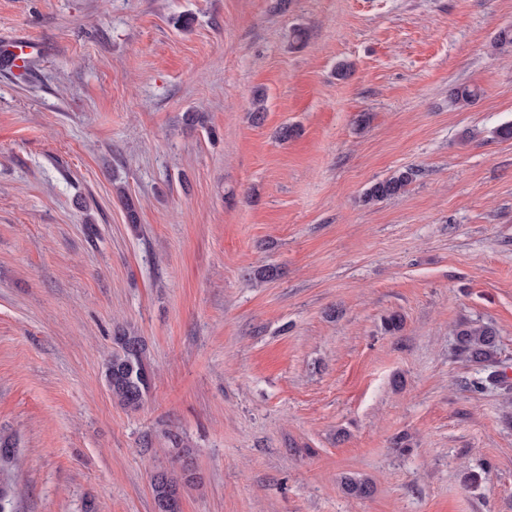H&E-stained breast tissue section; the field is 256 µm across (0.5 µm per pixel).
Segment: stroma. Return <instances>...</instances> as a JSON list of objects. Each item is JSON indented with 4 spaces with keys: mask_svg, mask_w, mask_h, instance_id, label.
Instances as JSON below:
<instances>
[{
    "mask_svg": "<svg viewBox=\"0 0 512 512\" xmlns=\"http://www.w3.org/2000/svg\"><path fill=\"white\" fill-rule=\"evenodd\" d=\"M510 26L512 0H0V42L40 47L0 69L8 512H154L171 431L183 512H512V403L449 333L492 324L512 379ZM119 326L137 411L104 379ZM415 176V170L408 168L390 177L376 181L365 190L363 202L371 204L400 196L406 192L407 187L413 182ZM116 348L106 360L104 377L112 398L121 406L139 409L152 389V373L141 336L129 329H118L114 336ZM168 439L178 451L180 465L171 468L159 467L151 478L150 488L156 512H177L171 508V503L182 499L184 488L191 484L195 476L194 461L191 452L184 446V441L177 433L170 432Z\"/></svg>",
    "mask_w": 512,
    "mask_h": 512,
    "instance_id": "1",
    "label": "stroma"
}]
</instances>
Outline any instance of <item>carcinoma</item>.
I'll list each match as a JSON object with an SVG mask.
<instances>
[{
    "instance_id": "cac0c4a2",
    "label": "carcinoma",
    "mask_w": 512,
    "mask_h": 512,
    "mask_svg": "<svg viewBox=\"0 0 512 512\" xmlns=\"http://www.w3.org/2000/svg\"><path fill=\"white\" fill-rule=\"evenodd\" d=\"M480 90L470 85H456L450 90V97L463 106L473 103ZM266 95L256 90L252 97L250 117L252 122L264 119ZM416 171L408 168L385 179L374 182L363 194L366 204L381 202L406 192L413 182ZM455 336V352L458 357L476 367L477 377L469 382V388L476 393L489 389L503 391L504 399L512 394V384L506 373L500 371V340L495 328L488 323L463 320L452 329ZM116 348L106 360L104 377L112 398L121 406L139 409L147 400L152 389V373L146 357L145 343L129 329L121 328L114 336ZM168 439L178 448L180 465L170 468L159 467L151 478L150 488L156 512H175L171 503L182 498L184 488L195 479V467L191 452L184 447V441L177 433H169ZM347 492L355 497H368L372 493L371 483L364 479L349 478L345 482Z\"/></svg>"
}]
</instances>
